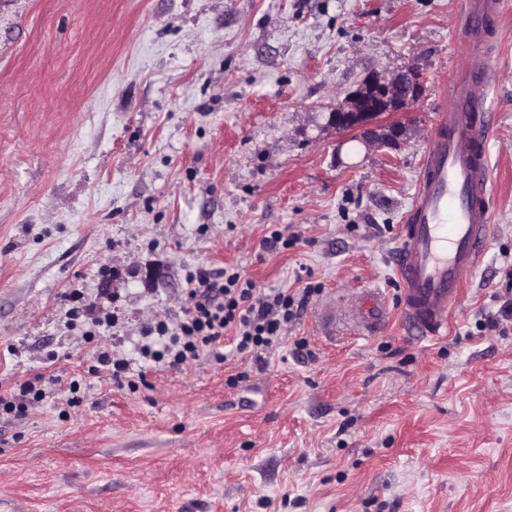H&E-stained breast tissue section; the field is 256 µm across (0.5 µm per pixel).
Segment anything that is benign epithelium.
I'll return each mask as SVG.
<instances>
[{
    "instance_id": "obj_1",
    "label": "benign epithelium",
    "mask_w": 512,
    "mask_h": 512,
    "mask_svg": "<svg viewBox=\"0 0 512 512\" xmlns=\"http://www.w3.org/2000/svg\"><path fill=\"white\" fill-rule=\"evenodd\" d=\"M423 90L420 74L412 66L390 75H373L361 92L336 103L327 113L326 126L349 132L351 140L366 146H393L405 127L386 117L410 110Z\"/></svg>"
}]
</instances>
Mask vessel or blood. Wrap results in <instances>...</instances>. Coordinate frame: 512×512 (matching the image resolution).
I'll return each mask as SVG.
<instances>
[{"mask_svg": "<svg viewBox=\"0 0 512 512\" xmlns=\"http://www.w3.org/2000/svg\"><path fill=\"white\" fill-rule=\"evenodd\" d=\"M503 0H465L467 18L480 28ZM496 69L483 59L478 78L457 86L427 144L416 188L404 216L395 268L402 285L401 314L420 339L442 336L448 312L476 269L490 222L485 110ZM373 325L381 298L370 293L354 309Z\"/></svg>", "mask_w": 512, "mask_h": 512, "instance_id": "1", "label": "vessel or blood"}]
</instances>
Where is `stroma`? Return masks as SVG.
Masks as SVG:
<instances>
[{
  "label": "stroma",
  "instance_id": "obj_1",
  "mask_svg": "<svg viewBox=\"0 0 512 512\" xmlns=\"http://www.w3.org/2000/svg\"><path fill=\"white\" fill-rule=\"evenodd\" d=\"M0 0V393L88 388L0 415V512H512V0ZM491 44L484 252L448 332L409 335L394 256L427 135ZM427 89L395 147L326 127L407 64ZM296 235L271 252L272 230ZM316 292L267 368L222 345L130 390L91 373L63 295L103 270L128 321L187 271ZM379 292L373 333L349 316ZM490 2H481L480 0H466L465 8L467 11L466 21L470 20L472 28L476 31L482 25L486 13L493 11L500 14L504 2L502 0H487Z\"/></svg>",
  "mask_w": 512,
  "mask_h": 512
}]
</instances>
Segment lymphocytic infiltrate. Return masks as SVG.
I'll use <instances>...</instances> for the list:
<instances>
[{"label":"lymphocytic infiltrate","instance_id":"f902f5d3","mask_svg":"<svg viewBox=\"0 0 512 512\" xmlns=\"http://www.w3.org/2000/svg\"><path fill=\"white\" fill-rule=\"evenodd\" d=\"M113 277V272H106L96 302H87L81 290L70 292L64 327L69 332L80 331L85 343L93 345L94 372L109 373L133 390L145 383L149 371L166 366L187 368L202 353L217 352L228 332L236 351L248 356L257 369H264L268 355L312 294L307 287L293 294L262 292L242 280L235 269L217 272L198 266L185 277L179 311L141 324L134 352L129 355L119 347L97 344L103 333L120 332L125 324V315L110 289Z\"/></svg>","mask_w":512,"mask_h":512}]
</instances>
